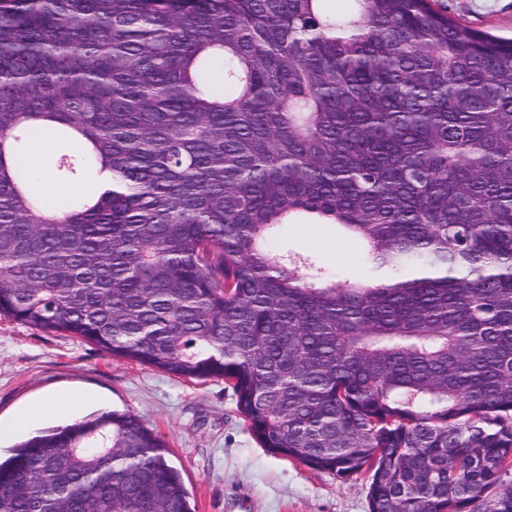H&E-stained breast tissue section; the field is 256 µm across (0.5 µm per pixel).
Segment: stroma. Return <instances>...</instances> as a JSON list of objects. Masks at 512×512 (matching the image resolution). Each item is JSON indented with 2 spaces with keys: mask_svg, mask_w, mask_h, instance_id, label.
<instances>
[{
  "mask_svg": "<svg viewBox=\"0 0 512 512\" xmlns=\"http://www.w3.org/2000/svg\"><path fill=\"white\" fill-rule=\"evenodd\" d=\"M439 3L473 28L512 37V0ZM275 245L309 255L329 275L355 276L363 267L361 246L329 224L282 225ZM58 394L94 397L75 417L129 411L157 431L196 512H369L368 474L344 481L262 448L224 381L177 379L0 317V423Z\"/></svg>",
  "mask_w": 512,
  "mask_h": 512,
  "instance_id": "35a3bbf8",
  "label": "stroma"
}]
</instances>
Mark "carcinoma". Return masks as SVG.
Here are the masks:
<instances>
[{
    "label": "carcinoma",
    "mask_w": 512,
    "mask_h": 512,
    "mask_svg": "<svg viewBox=\"0 0 512 512\" xmlns=\"http://www.w3.org/2000/svg\"><path fill=\"white\" fill-rule=\"evenodd\" d=\"M0 0V315L232 385L369 512H512V39L435 0ZM56 144L33 190L30 146ZM365 244L328 278L300 215ZM130 412L0 460V512H192Z\"/></svg>",
    "instance_id": "1"
}]
</instances>
